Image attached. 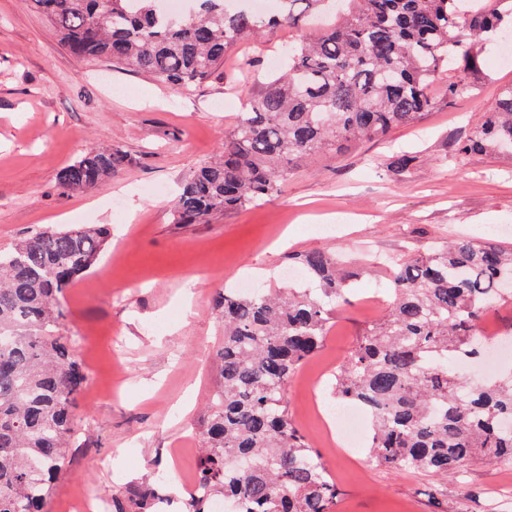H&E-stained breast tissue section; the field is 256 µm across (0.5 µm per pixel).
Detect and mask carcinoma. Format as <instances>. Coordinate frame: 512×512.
Returning <instances> with one entry per match:
<instances>
[{
  "label": "carcinoma",
  "instance_id": "obj_1",
  "mask_svg": "<svg viewBox=\"0 0 512 512\" xmlns=\"http://www.w3.org/2000/svg\"><path fill=\"white\" fill-rule=\"evenodd\" d=\"M76 58L132 70L187 96L224 66L226 53L262 28L336 14L318 34L288 48V61L224 134L174 205L178 224L278 195L304 160L342 154L419 121L437 105L429 92L443 72L446 95L480 72L474 50L512 32V0H279L260 16L226 0H196L172 18L163 0H23ZM455 153L512 155V86L505 87L459 140ZM402 151L390 170L409 173ZM127 162L118 145L82 155L58 174L74 192L112 178ZM108 228L46 230L0 253V512H42L75 440L74 409L87 375L75 340L63 332L66 289L92 270ZM318 281L321 297L263 288L241 296L220 288L214 309L224 334L212 357L213 386L201 420L198 487L186 512H210L223 497L237 512H334L338 489L288 414L285 387L323 345L335 305L353 276L336 255L288 257ZM383 318L364 329L336 372L335 394L372 416L369 453L392 468L454 476L479 461H512V370L492 380L461 377L448 361L477 362L475 342L490 300L512 298V247L467 236L448 240L391 270ZM249 466L231 474L224 458ZM165 501L151 484L112 498V512H155Z\"/></svg>",
  "mask_w": 512,
  "mask_h": 512
}]
</instances>
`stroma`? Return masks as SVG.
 <instances>
[{
	"instance_id": "obj_1",
	"label": "stroma",
	"mask_w": 512,
	"mask_h": 512,
	"mask_svg": "<svg viewBox=\"0 0 512 512\" xmlns=\"http://www.w3.org/2000/svg\"><path fill=\"white\" fill-rule=\"evenodd\" d=\"M313 29H264L231 50L223 68L182 97L139 73L74 58L44 17L23 0H0V252L47 229L101 224L111 237L96 268L66 291L64 330L74 336L88 387L115 382L113 397L80 396L76 443L44 512H68L74 487L111 502L131 481L166 477L179 486L172 451L184 447L212 389L210 362L221 335L212 307L218 288L249 277L285 287L288 257L312 251L361 264L365 251L398 260L425 253L456 235L484 237L499 227L512 243V157H455L453 143L499 92L512 66H498L500 45L485 42L476 89L444 95L415 125L367 141L341 156L320 154L289 176L283 195L179 224L174 199L201 162L220 149L242 110L280 67L288 43ZM117 144L130 161L105 183L66 193L59 171L86 152ZM414 155L410 172L392 175L393 153ZM385 272L353 283L349 303L333 314L320 351L285 389L288 412L339 489L335 512H500L492 491L512 478V462L473 464L457 477L358 459L332 447L316 399L336 401V367L372 317L370 291ZM320 377L312 394L308 378ZM124 457L133 479L108 464Z\"/></svg>"
}]
</instances>
